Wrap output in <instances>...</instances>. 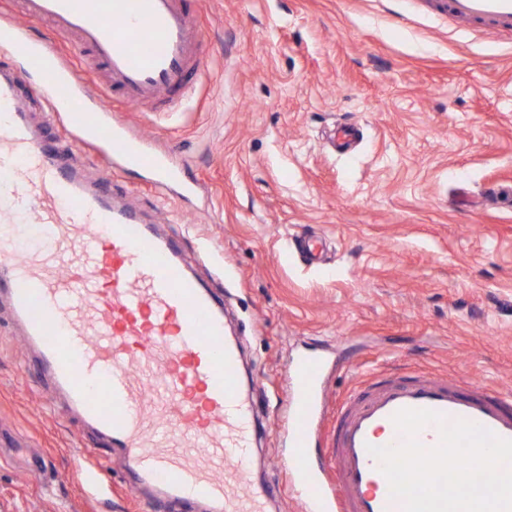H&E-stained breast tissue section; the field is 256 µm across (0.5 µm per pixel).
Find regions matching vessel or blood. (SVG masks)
I'll list each match as a JSON object with an SVG mask.
<instances>
[{
	"mask_svg": "<svg viewBox=\"0 0 512 512\" xmlns=\"http://www.w3.org/2000/svg\"><path fill=\"white\" fill-rule=\"evenodd\" d=\"M457 23L512 32V0H444ZM30 21L78 40L88 77L56 45L0 19V54L41 75L39 97L62 115L78 143L104 161L148 171L157 192L179 188L180 167L146 151L119 113L189 96L204 67L203 31L182 0H23ZM27 71L0 69V294L27 344L70 407L122 451L131 489L209 512H264L265 489L247 479L255 414L240 386L239 352L224 337V305L185 267L180 249L114 203L109 176L88 186L38 142L16 99ZM40 225L49 244L19 256L14 224ZM321 358L299 360L294 451L287 475L304 512H403L370 447L398 445L402 409H429L512 439V393L425 373L385 377L336 407L327 460L311 448L325 418Z\"/></svg>",
	"mask_w": 512,
	"mask_h": 512,
	"instance_id": "obj_1",
	"label": "vessel or blood"
}]
</instances>
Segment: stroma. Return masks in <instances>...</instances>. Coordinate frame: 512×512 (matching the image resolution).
I'll use <instances>...</instances> for the list:
<instances>
[{
    "label": "stroma",
    "instance_id": "obj_1",
    "mask_svg": "<svg viewBox=\"0 0 512 512\" xmlns=\"http://www.w3.org/2000/svg\"><path fill=\"white\" fill-rule=\"evenodd\" d=\"M207 69L176 111L127 112L184 163L181 198L113 167L110 192L183 246L224 301L252 382L251 476L266 512H301L284 465L302 358L328 360V406L376 374L419 370L512 391V42L438 0H190ZM31 124L96 181L103 165L29 89ZM330 249L307 265V233ZM102 466L90 496L80 463ZM0 512H178L131 492L0 307Z\"/></svg>",
    "mask_w": 512,
    "mask_h": 512
}]
</instances>
